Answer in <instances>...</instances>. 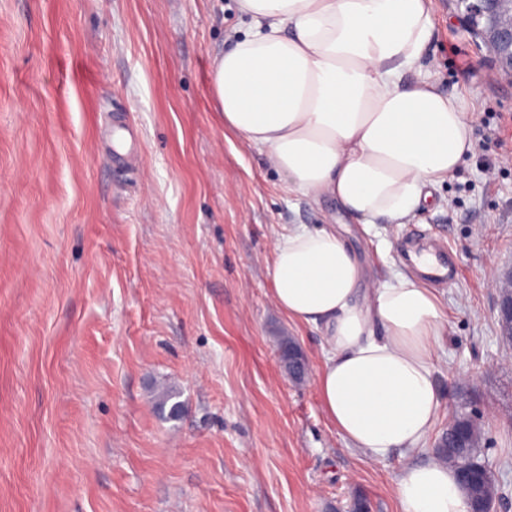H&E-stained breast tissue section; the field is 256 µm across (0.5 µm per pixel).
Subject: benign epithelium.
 Returning <instances> with one entry per match:
<instances>
[{"mask_svg": "<svg viewBox=\"0 0 512 512\" xmlns=\"http://www.w3.org/2000/svg\"><path fill=\"white\" fill-rule=\"evenodd\" d=\"M457 11L465 29L480 39L489 49L494 65L512 77V0H462ZM281 357L289 373L296 379L307 374V366L299 348L290 343ZM461 486L478 497V503L493 510L492 495H479L482 477L474 470L461 471Z\"/></svg>", "mask_w": 512, "mask_h": 512, "instance_id": "benign-epithelium-1", "label": "benign epithelium"}]
</instances>
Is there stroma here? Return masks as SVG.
Listing matches in <instances>:
<instances>
[{
	"mask_svg": "<svg viewBox=\"0 0 512 512\" xmlns=\"http://www.w3.org/2000/svg\"><path fill=\"white\" fill-rule=\"evenodd\" d=\"M434 36L409 80L435 78L474 113L475 149L405 224H358L289 191L263 148L224 129L213 56L247 30L236 0H0V512H398L393 480L434 458L451 414L512 512V79L432 0ZM498 141L485 140L488 126ZM122 140L129 168L109 151ZM332 220L368 285L407 272L410 227L459 274L437 287L444 409L424 451L350 447L326 418L317 331L274 306L278 232ZM297 342L311 378L278 360ZM178 392L165 420L156 394Z\"/></svg>",
	"mask_w": 512,
	"mask_h": 512,
	"instance_id": "35a3bbf8",
	"label": "stroma"
}]
</instances>
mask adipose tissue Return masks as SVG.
I'll return each instance as SVG.
<instances>
[{
	"label": "adipose tissue",
	"instance_id": "1",
	"mask_svg": "<svg viewBox=\"0 0 512 512\" xmlns=\"http://www.w3.org/2000/svg\"><path fill=\"white\" fill-rule=\"evenodd\" d=\"M249 22L210 65L226 130L265 149L289 189L334 198L361 224L404 223L474 149V117L405 76L432 38V0H238ZM272 299L316 330L323 410L353 447L415 450L442 408L434 354L446 319L435 292L398 274L364 287L335 225H290L270 261ZM399 512H470L454 470L430 460L395 480Z\"/></svg>",
	"mask_w": 512,
	"mask_h": 512
}]
</instances>
